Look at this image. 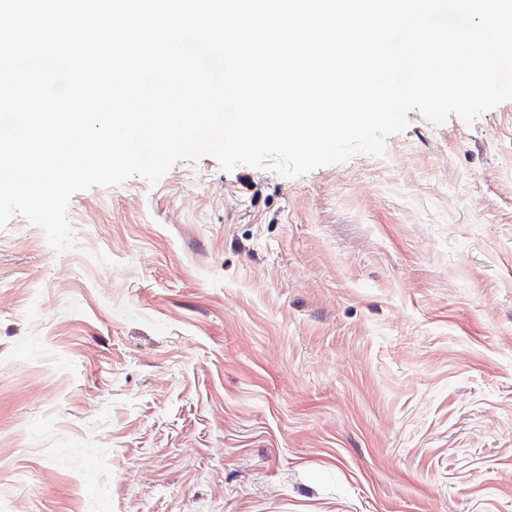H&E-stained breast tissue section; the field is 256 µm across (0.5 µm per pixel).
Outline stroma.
I'll use <instances>...</instances> for the list:
<instances>
[{
  "instance_id": "35a3bbf8",
  "label": "stroma",
  "mask_w": 512,
  "mask_h": 512,
  "mask_svg": "<svg viewBox=\"0 0 512 512\" xmlns=\"http://www.w3.org/2000/svg\"><path fill=\"white\" fill-rule=\"evenodd\" d=\"M67 215L0 228V512H512V101Z\"/></svg>"
}]
</instances>
